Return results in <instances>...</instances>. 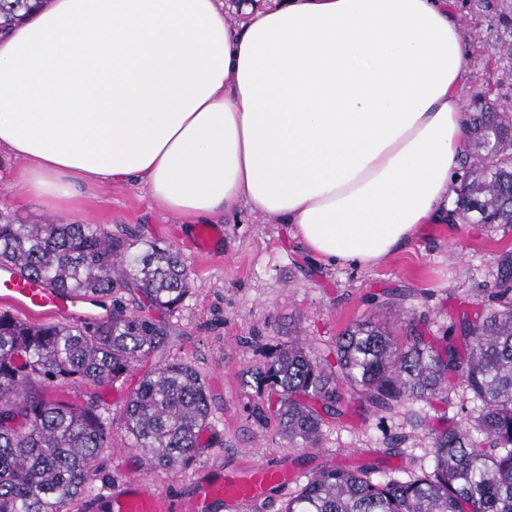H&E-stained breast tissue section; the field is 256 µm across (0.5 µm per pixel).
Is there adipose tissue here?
Returning <instances> with one entry per match:
<instances>
[{
    "mask_svg": "<svg viewBox=\"0 0 512 512\" xmlns=\"http://www.w3.org/2000/svg\"><path fill=\"white\" fill-rule=\"evenodd\" d=\"M469 60L449 0H50L0 34V153L52 212L132 182L373 268L454 218Z\"/></svg>",
    "mask_w": 512,
    "mask_h": 512,
    "instance_id": "1",
    "label": "adipose tissue"
}]
</instances>
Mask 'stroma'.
Segmentation results:
<instances>
[{"label":"stroma","instance_id":"stroma-1","mask_svg":"<svg viewBox=\"0 0 512 512\" xmlns=\"http://www.w3.org/2000/svg\"><path fill=\"white\" fill-rule=\"evenodd\" d=\"M472 71H480L493 46L512 40V27L479 11L472 0H457ZM16 161L0 155V209L22 222L45 219L35 203L18 199L12 189ZM65 224H96L141 243L170 245L186 261L192 292L175 311H153L166 324L164 346L137 362L112 385L55 384L49 393L74 403L94 402L112 423L108 448L94 463L93 491L105 493L127 479L143 476L160 492L185 491L195 470L238 465L241 460L296 469L288 494L323 465H379L384 476L405 479L431 465L429 429L463 421L467 394L451 377L443 397L409 402L394 413H376L351 402L340 419L327 418L315 448L284 438L275 417L255 421V386L245 384L246 370L261 367L275 347L299 338L310 349L327 351L357 319L376 313L391 327L420 322L425 336L437 340L459 312L483 307L499 256L512 251V234L482 224H427L379 266L361 269L325 263L307 251L284 224L246 212L216 217L224 230L222 250L199 255L192 247L187 218L156 206L132 183H103L83 189L75 206L56 217ZM181 362L200 376L210 397V425L189 467L149 469L129 445L122 413L141 377L158 364ZM424 415L428 429L412 427ZM402 442L388 450V438Z\"/></svg>","mask_w":512,"mask_h":512}]
</instances>
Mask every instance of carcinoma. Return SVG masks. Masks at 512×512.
<instances>
[{
	"label": "carcinoma",
	"instance_id": "cac0c4a2",
	"mask_svg": "<svg viewBox=\"0 0 512 512\" xmlns=\"http://www.w3.org/2000/svg\"><path fill=\"white\" fill-rule=\"evenodd\" d=\"M49 0H0V33ZM489 65L512 74V41L493 48ZM484 94L469 109L456 211L465 224L512 233V98L502 80L477 76ZM92 299L112 298L106 320L33 322L0 311V512H68L91 492L93 463L108 447L112 423L93 407L51 400L44 384L107 386L164 343L163 324L130 311L118 293L142 292L170 312L190 291L187 265L172 246L135 248L93 224L45 219L24 224L0 211V267ZM460 373L476 402L471 424L431 433L432 471L376 481L379 466L314 471L282 512H512V251L502 254L482 313L462 315L434 344L413 328L396 337L372 316L351 323L328 356L297 339L251 372L255 418L272 412L289 441L315 448L322 414L341 418L348 385L377 413L428 401ZM209 399L198 374L172 362L145 375L127 400L131 447L155 468L186 467L209 427Z\"/></svg>",
	"mask_w": 512,
	"mask_h": 512
}]
</instances>
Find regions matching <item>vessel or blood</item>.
<instances>
[{
  "mask_svg": "<svg viewBox=\"0 0 512 512\" xmlns=\"http://www.w3.org/2000/svg\"><path fill=\"white\" fill-rule=\"evenodd\" d=\"M223 235L219 227L200 226L195 232V248L200 253L217 251ZM0 302L23 314L43 312L61 320L93 319L80 296L64 293L42 282L22 277L10 267L0 269ZM293 474L267 463L231 470L198 471L192 479L191 495L158 493L144 479L131 478L105 494L83 499L86 512H210L213 504L223 503L232 512L264 499L268 488L286 491Z\"/></svg>",
  "mask_w": 512,
  "mask_h": 512,
  "instance_id": "vessel-or-blood-1",
  "label": "vessel or blood"
}]
</instances>
